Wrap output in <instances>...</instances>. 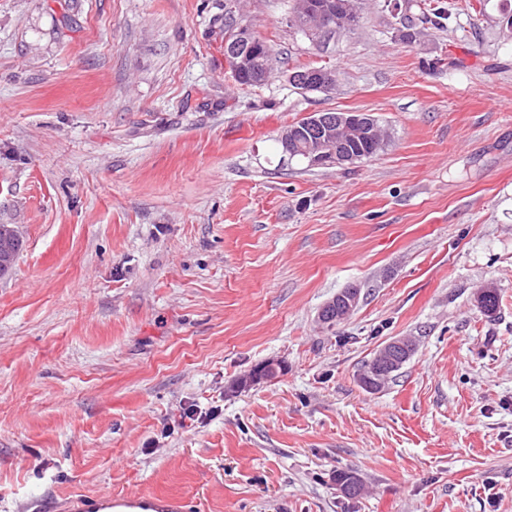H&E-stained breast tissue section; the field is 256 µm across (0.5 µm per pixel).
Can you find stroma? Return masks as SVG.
<instances>
[{"label": "stroma", "mask_w": 512, "mask_h": 512, "mask_svg": "<svg viewBox=\"0 0 512 512\" xmlns=\"http://www.w3.org/2000/svg\"><path fill=\"white\" fill-rule=\"evenodd\" d=\"M442 2L406 43L362 0L317 46L294 0H238L277 56L250 87L225 0H0V224L23 241L0 276V512H512V0ZM306 65L335 91L289 84ZM326 111L387 146L282 160ZM399 337L413 355L363 390ZM420 13L415 18L422 25L430 24L434 28H441L444 21L448 20V9L439 1L432 5V2H424L418 5Z\"/></svg>", "instance_id": "1"}]
</instances>
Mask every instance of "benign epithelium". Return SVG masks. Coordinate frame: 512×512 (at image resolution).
<instances>
[{"label": "benign epithelium", "instance_id": "benign-epithelium-1", "mask_svg": "<svg viewBox=\"0 0 512 512\" xmlns=\"http://www.w3.org/2000/svg\"><path fill=\"white\" fill-rule=\"evenodd\" d=\"M299 13L294 15V21L300 22L313 17L314 22L308 24L307 38L314 44L332 31L341 32L354 26L355 19L349 15V5L344 0H299ZM225 59L234 72L238 73L248 68V56L241 53L239 48L225 47ZM288 79L299 82H311L320 86V90L328 92L335 88L336 79L331 69H313L289 74ZM370 117L362 112H338L331 118L322 113L310 115V139L300 142L296 129L287 128L280 134L282 143L290 147L287 157L292 158L301 153L309 159L310 164L318 167L351 165L356 160L353 153L344 148V143L337 140L339 134L353 135L369 127ZM408 352L407 341L393 340L382 347L371 360L368 375L362 381L364 387L375 389L371 383L372 376H384L406 359Z\"/></svg>", "mask_w": 512, "mask_h": 512}]
</instances>
